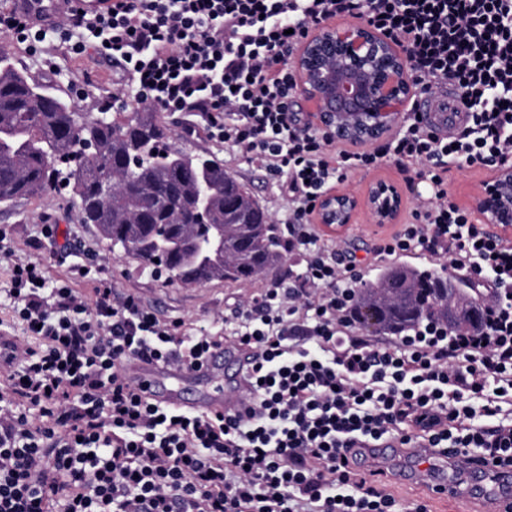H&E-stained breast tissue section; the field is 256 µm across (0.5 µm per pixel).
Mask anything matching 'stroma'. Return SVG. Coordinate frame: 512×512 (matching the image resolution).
<instances>
[{
  "label": "stroma",
  "instance_id": "obj_1",
  "mask_svg": "<svg viewBox=\"0 0 512 512\" xmlns=\"http://www.w3.org/2000/svg\"><path fill=\"white\" fill-rule=\"evenodd\" d=\"M10 54L14 65L34 82L66 92L71 91L73 84H81L85 89V98L80 106L88 112L97 111L100 100L119 92L126 83L125 77L110 62L95 57L71 60L58 55L47 63L31 57L23 46L17 44L11 45ZM160 118L172 130L175 147L216 155L223 161L225 169L235 175L268 212L272 223L286 218L288 199L278 190L276 179L265 170L248 163L224 146L208 141L203 135L186 133L185 115L164 112ZM379 179L398 185L404 196L398 224L409 222L420 195L426 194L427 187L416 181L407 182L405 174L392 161H382L378 167L368 171L350 173L344 181L336 184L335 189L361 197L369 185ZM45 224L58 225L69 241L94 245L117 293H137L162 317L183 320L189 328L206 324L213 334L219 336L226 337L231 332L230 323L224 320L226 309L245 301L273 279L272 274L268 273L248 284L212 281L191 287L172 285L157 277L153 267L142 260L112 250L101 240L94 225L81 222L74 200L65 189H57L42 197L0 203V227L8 229L10 245L16 257L25 259L34 256L41 259L48 276L54 280L69 278L77 258L61 253L58 244L50 240L44 241L39 251L31 250V240L39 235ZM398 224L372 223L367 212L361 209L354 214L350 224L337 232L323 231L322 237L362 260L364 279L370 282L381 267L380 262L373 259L374 251L396 232ZM407 462L408 457L402 452L368 463L367 468L373 471L375 480L389 482L391 491L402 499L404 505L422 504L427 512H459L457 505L448 503L447 499L434 500L416 488L393 483V473Z\"/></svg>",
  "mask_w": 512,
  "mask_h": 512
}]
</instances>
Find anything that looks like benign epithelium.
Here are the masks:
<instances>
[{"mask_svg": "<svg viewBox=\"0 0 512 512\" xmlns=\"http://www.w3.org/2000/svg\"><path fill=\"white\" fill-rule=\"evenodd\" d=\"M300 95L311 104L308 125L328 139L366 148L392 137L415 94L406 49L367 22L326 23L311 32L293 57ZM403 204L399 187L373 182L364 197L327 192L316 223L341 228L365 209L375 224H392ZM484 224L512 227V164L491 170L474 194Z\"/></svg>", "mask_w": 512, "mask_h": 512, "instance_id": "obj_1", "label": "benign epithelium"}]
</instances>
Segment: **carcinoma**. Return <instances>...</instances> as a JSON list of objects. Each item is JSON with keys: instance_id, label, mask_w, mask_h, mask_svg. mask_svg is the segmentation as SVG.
<instances>
[{"instance_id": "cac0c4a2", "label": "carcinoma", "mask_w": 512, "mask_h": 512, "mask_svg": "<svg viewBox=\"0 0 512 512\" xmlns=\"http://www.w3.org/2000/svg\"><path fill=\"white\" fill-rule=\"evenodd\" d=\"M154 112L103 122L72 112L58 91L32 82L0 52V202L38 196L61 181L71 188L80 220L103 240L161 268L167 281L248 283L278 268L284 246L269 214L209 153L179 150ZM94 143V154L64 171L59 163ZM112 182L102 192L100 183ZM224 233V257L184 258L179 240L207 245ZM448 278L436 269L389 266L358 297L355 321L366 331L396 335L425 322L462 335L476 325L458 317Z\"/></svg>"}]
</instances>
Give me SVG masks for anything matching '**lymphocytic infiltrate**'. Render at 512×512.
<instances>
[{
    "mask_svg": "<svg viewBox=\"0 0 512 512\" xmlns=\"http://www.w3.org/2000/svg\"><path fill=\"white\" fill-rule=\"evenodd\" d=\"M34 2L1 10L0 35L33 55L55 41L111 61L129 92L104 109L193 113L209 141L279 177L282 241L300 268L233 311L251 366L242 412L200 415L156 403L123 365L199 366L223 337L118 295L91 252L74 272L94 285L85 300L41 261L15 258L0 229V334L22 331L0 366V512H402L351 454L388 441L512 468V237L476 223L447 189L451 166L512 162V0H112L103 13L62 0L51 22ZM342 14L408 50L420 94L454 86L463 124L445 132L411 108L369 150L305 126L288 107V58ZM386 159L429 195L378 257L447 258L489 291L484 325L453 336L427 323L386 342L357 333L361 265L311 216L327 189Z\"/></svg>",
    "mask_w": 512,
    "mask_h": 512,
    "instance_id": "f902f5d3",
    "label": "lymphocytic infiltrate"
}]
</instances>
